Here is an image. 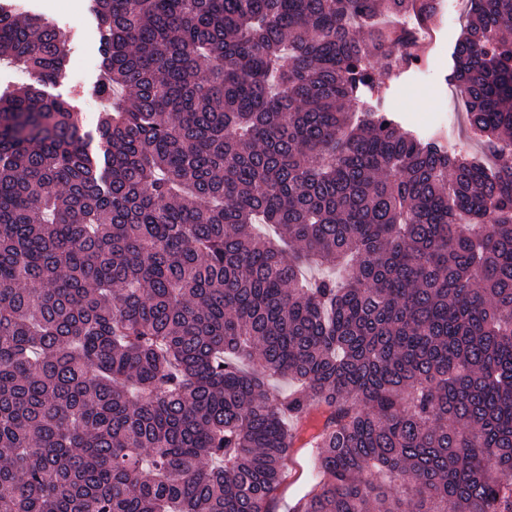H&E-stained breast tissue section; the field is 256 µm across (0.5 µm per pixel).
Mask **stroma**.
Listing matches in <instances>:
<instances>
[{
  "instance_id": "obj_1",
  "label": "stroma",
  "mask_w": 512,
  "mask_h": 512,
  "mask_svg": "<svg viewBox=\"0 0 512 512\" xmlns=\"http://www.w3.org/2000/svg\"><path fill=\"white\" fill-rule=\"evenodd\" d=\"M20 11L42 15L62 31L67 48L64 77L48 93L76 98L85 130L95 128L104 107L92 94L99 75L101 30L93 0H0ZM465 0L456 16L444 20L424 63L401 74L384 91V104L401 125L422 137H437L458 154L483 156V147L469 130L465 102L450 83L453 51L464 26Z\"/></svg>"
}]
</instances>
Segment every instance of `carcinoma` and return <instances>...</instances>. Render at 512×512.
<instances>
[{"instance_id":"1","label":"carcinoma","mask_w":512,"mask_h":512,"mask_svg":"<svg viewBox=\"0 0 512 512\" xmlns=\"http://www.w3.org/2000/svg\"><path fill=\"white\" fill-rule=\"evenodd\" d=\"M93 2V147L63 34L0 7V512H274L315 408L291 512H512V164L365 95L409 63L378 18L437 0ZM468 2L450 80L499 160L512 0ZM289 470L296 473V481L283 485L278 492L275 503V512H288L289 506L293 505L307 489V481L311 478L312 461L307 454H293L288 462Z\"/></svg>"}]
</instances>
